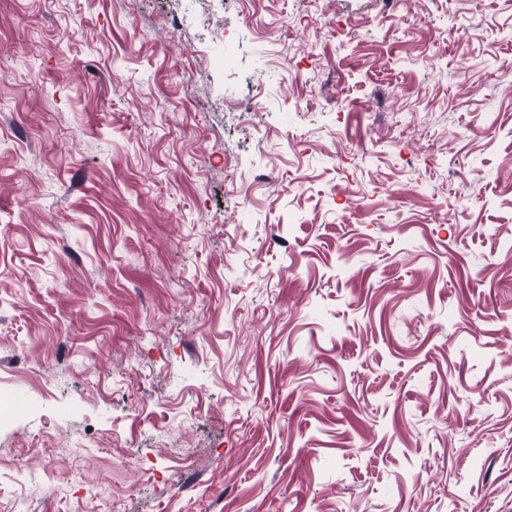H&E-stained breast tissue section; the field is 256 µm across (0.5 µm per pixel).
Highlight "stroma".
<instances>
[{
	"label": "stroma",
	"instance_id": "obj_1",
	"mask_svg": "<svg viewBox=\"0 0 512 512\" xmlns=\"http://www.w3.org/2000/svg\"><path fill=\"white\" fill-rule=\"evenodd\" d=\"M0 512H512V0H0Z\"/></svg>",
	"mask_w": 512,
	"mask_h": 512
}]
</instances>
